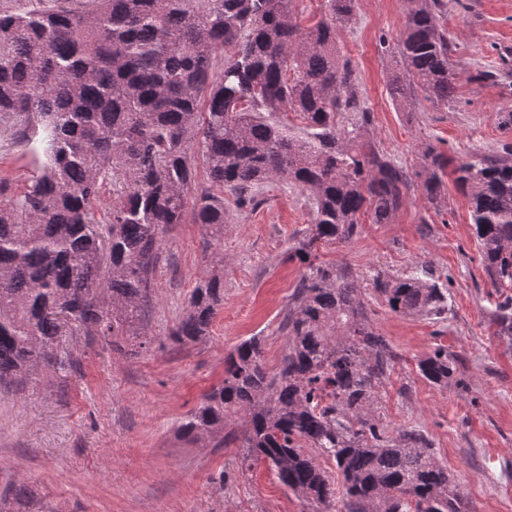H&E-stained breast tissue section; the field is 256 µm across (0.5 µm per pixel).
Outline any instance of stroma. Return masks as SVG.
I'll return each mask as SVG.
<instances>
[{
  "label": "stroma",
  "instance_id": "35a3bbf8",
  "mask_svg": "<svg viewBox=\"0 0 512 512\" xmlns=\"http://www.w3.org/2000/svg\"><path fill=\"white\" fill-rule=\"evenodd\" d=\"M447 2L437 22L458 83L445 105L414 88L397 52L406 0H356L352 21L338 29L376 145L409 172L423 169L430 147L448 166L436 199L411 194L388 223L363 222L352 241L320 248L319 261L353 273L372 327L397 354L378 409L391 435L424 433L467 512H512V339L493 322L505 295L483 270L452 174L468 157L512 150V125L502 122L512 113V0ZM394 81L411 94L392 98ZM38 165L30 147L0 128V180L23 193ZM259 197L260 205L241 207L224 195V304L206 339L170 337L211 271L200 225L178 224L163 237L141 341L63 337L50 365L0 395V512H303L266 463L241 470L237 444L216 448L177 434L237 344L263 337L271 370L287 348L281 324L305 273L287 250L311 209L305 191L282 180L263 184ZM425 267L448 290L440 322L392 312L371 285V272ZM440 346L457 360L444 387L417 370Z\"/></svg>",
  "mask_w": 512,
  "mask_h": 512
}]
</instances>
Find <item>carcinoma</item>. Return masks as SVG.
<instances>
[{
  "mask_svg": "<svg viewBox=\"0 0 512 512\" xmlns=\"http://www.w3.org/2000/svg\"><path fill=\"white\" fill-rule=\"evenodd\" d=\"M0 10V124L34 146L41 174L12 197L0 181V392L51 357L67 334L142 335L163 234L202 225L212 270L171 336L199 341L224 301V194L189 198L198 164L240 204L284 179L305 190L312 224L288 249L307 269L271 373L262 339L227 356L224 379L178 428L189 441L239 443L240 464L266 462L310 512H465L424 435L394 437L377 415L396 359L370 325L355 278L318 263L366 216L386 224L413 191L441 193L444 159L409 175L369 140L371 113L336 47L356 0H327L303 28L294 0H14ZM398 53L427 98H453L457 73L436 16L444 0H407ZM297 112L303 126L271 120ZM483 268L512 288V151L463 161ZM112 207L97 215L103 187ZM388 307L443 318L448 289L432 273L372 275ZM512 337V296L496 307ZM429 383L455 372L438 348L418 362Z\"/></svg>",
  "mask_w": 512,
  "mask_h": 512,
  "instance_id": "carcinoma-1",
  "label": "carcinoma"
}]
</instances>
